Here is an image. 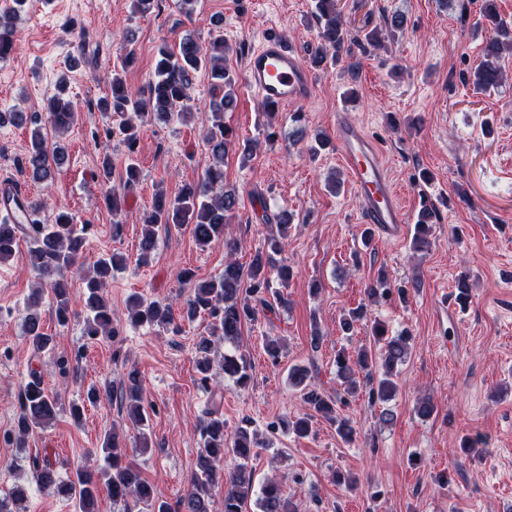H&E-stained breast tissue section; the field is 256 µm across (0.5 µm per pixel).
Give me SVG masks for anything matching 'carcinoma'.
Instances as JSON below:
<instances>
[{
  "instance_id": "obj_1",
  "label": "carcinoma",
  "mask_w": 512,
  "mask_h": 512,
  "mask_svg": "<svg viewBox=\"0 0 512 512\" xmlns=\"http://www.w3.org/2000/svg\"><path fill=\"white\" fill-rule=\"evenodd\" d=\"M495 0H482V17L495 31V36L486 42L484 60L473 71V85L478 88H493L503 79V72L496 61L504 52L512 50V29L504 25L494 6ZM315 17L318 23V52L313 63L324 62L327 52L336 58L350 50V45H368L374 49L382 46L381 30L373 28L364 38L351 37L348 21L339 5V0H315ZM17 32L12 20L0 16V59L8 57L15 49ZM205 68L209 71L214 89L219 98L209 105L204 137L212 162L202 181L183 186L173 197L163 188H158L151 207L143 213V232L139 246V261L148 262L156 248L158 231L187 226L192 237L201 248H207L219 241L224 242L229 256L224 261V272L206 281L193 290L184 303L179 318L188 322L200 316L209 319V333L195 343L196 363L202 380L209 379L210 354L213 338L218 336L224 342L234 344L242 334V328L258 319V315L272 308L265 298L270 284L276 280L285 285L292 276L289 265L281 263L275 256L283 251L288 238L290 218L286 214L266 217L277 226V233L267 238L265 248L256 250L248 268H243L231 253L236 250L235 242L228 238L226 230L229 215L235 210L238 198L235 190L224 185V157L231 149L236 150L242 160L253 155L255 146L248 141L240 142L233 131L224 125V113L232 110L236 103L238 76L224 66V38L214 37L206 46L191 38L179 42L171 50H158L154 74L149 81L148 96L143 98L127 85L119 72L112 73L109 93L98 104L101 112H116L122 116L112 134L118 136L129 150L139 140L140 122L148 116L167 121L179 120L187 115V102L192 86L191 73ZM65 81H60L58 93L48 105V119L55 132L63 133L76 121L72 103L63 98ZM33 126L32 140L21 173L37 183L53 180L55 173L65 164L64 149L57 143L49 144L41 125L39 115L29 121ZM436 208L428 197H423L417 214L411 247L416 252H426L433 244V224ZM19 225L10 224L7 218L0 219V261L8 260L15 252ZM28 232L36 242L31 252V265L40 275V287L35 289L25 309L26 333L31 343L46 348L50 337L43 332L39 307L43 291L48 289L55 300L56 318L67 323L73 310L70 288L63 278V272L73 267L83 255L86 242L85 228L74 224V218L61 212L52 224H30ZM123 263V258L114 254L100 257L94 264L93 274L83 278L85 335L91 339L112 334V305L103 290L112 270ZM367 300L387 301L394 297L407 302L408 288L392 286L385 271L378 272L376 279L365 288ZM129 319L135 324H150L166 327L174 322L172 306L159 301L136 299L132 302ZM364 324L373 346H360L350 354L345 348L336 350L334 364L336 377L343 386L344 395L335 399L311 387L309 370L304 366H293L288 373L289 383L296 388L308 408V412L285 427L298 435L309 432L312 419L320 416L336 425V434L346 443L355 439L356 431L351 423L336 415L337 403L354 396L359 387L358 374H363L369 386V398L373 403L387 405L396 396L398 387L394 380L398 367L404 364L411 350L412 336L404 330L394 335L387 323L368 316V305L360 304L348 312L340 323V330L351 336L357 325ZM224 376L233 380L239 388H245L252 379L251 366L241 353L224 354ZM125 397L129 402L128 414L135 424H143L145 411L142 385L139 374L131 370L127 375ZM19 413L10 437L18 446H25L28 436L45 426L56 416L58 399L50 396L42 385L40 377L33 374L22 387L18 397ZM120 434L112 431L105 435L101 446L93 454L103 457L108 463L105 468L93 470L81 465L72 472V477L59 478L56 469L39 456L24 457L34 482L42 490L66 496L74 503L76 512H97L101 488H107L115 502L151 503L153 512H170L165 502L155 500L154 488L139 468L123 462L119 448ZM258 447L256 437L245 427L228 435L224 430V419L209 413L202 425V448L197 458L189 488L181 500L183 512H213V491L224 486L222 512H246L254 492V471L249 465ZM230 451L237 459L235 470L224 473V453ZM256 505L260 512H292L283 496L280 485L267 481L260 489Z\"/></svg>"
}]
</instances>
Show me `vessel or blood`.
Instances as JSON below:
<instances>
[{
  "label": "vessel or blood",
  "instance_id": "b4317fda",
  "mask_svg": "<svg viewBox=\"0 0 512 512\" xmlns=\"http://www.w3.org/2000/svg\"><path fill=\"white\" fill-rule=\"evenodd\" d=\"M245 80L260 101L278 106L308 102L314 87L312 74L300 54L274 33L266 35L250 54ZM336 143L357 193L362 223L389 237H400L408 215L377 143L342 112L336 115ZM30 201L25 189L0 184V214L8 215L12 223L31 222Z\"/></svg>",
  "mask_w": 512,
  "mask_h": 512
}]
</instances>
